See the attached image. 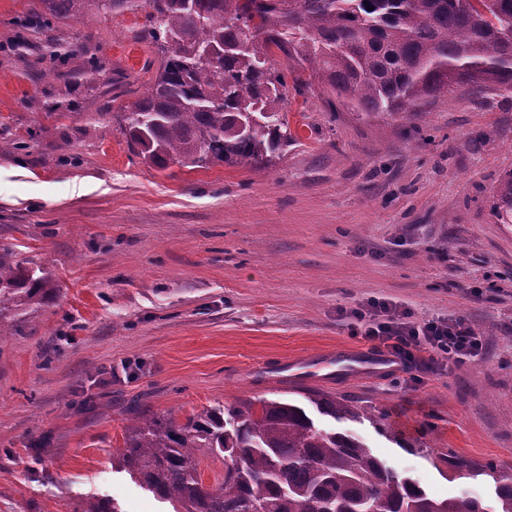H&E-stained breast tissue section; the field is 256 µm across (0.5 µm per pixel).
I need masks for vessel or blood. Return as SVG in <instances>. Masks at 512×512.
I'll use <instances>...</instances> for the list:
<instances>
[{
    "label": "vessel or blood",
    "mask_w": 512,
    "mask_h": 512,
    "mask_svg": "<svg viewBox=\"0 0 512 512\" xmlns=\"http://www.w3.org/2000/svg\"><path fill=\"white\" fill-rule=\"evenodd\" d=\"M394 368V363L388 358L367 362L356 351L330 348L315 360L299 356L288 358L284 363V381L294 386L316 388L334 384L337 374L340 373L358 380L371 378Z\"/></svg>",
    "instance_id": "b4317fda"
}]
</instances>
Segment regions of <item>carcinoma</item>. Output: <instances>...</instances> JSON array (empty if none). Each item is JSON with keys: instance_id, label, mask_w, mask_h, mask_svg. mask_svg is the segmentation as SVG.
<instances>
[{"instance_id": "carcinoma-1", "label": "carcinoma", "mask_w": 512, "mask_h": 512, "mask_svg": "<svg viewBox=\"0 0 512 512\" xmlns=\"http://www.w3.org/2000/svg\"><path fill=\"white\" fill-rule=\"evenodd\" d=\"M54 20L150 8L161 56L146 95L121 118L129 149L149 166L217 162L262 166L295 137L288 88L308 71L338 103L371 114L416 116L468 89L512 98V0H40ZM372 10H367V7ZM279 52L286 66H275ZM293 85H288V82ZM512 222V173L494 191ZM57 291L38 266L0 246V337L6 324L48 305ZM338 422L362 420L321 393L309 399ZM229 459L218 490L201 457ZM455 476L491 480L496 512H512V482L496 465L442 458ZM118 463L175 512H486L480 500L436 498L396 476L350 430L318 427L288 398L243 399L137 419Z\"/></svg>"}]
</instances>
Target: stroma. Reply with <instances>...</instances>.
Listing matches in <instances>:
<instances>
[{
	"label": "stroma",
	"instance_id": "obj_1",
	"mask_svg": "<svg viewBox=\"0 0 512 512\" xmlns=\"http://www.w3.org/2000/svg\"><path fill=\"white\" fill-rule=\"evenodd\" d=\"M39 10L0 0V245L58 290L0 338V512H173L118 464L130 419L271 396L291 355L369 353L338 311L372 300L414 322L465 315L486 351L330 395L400 477L494 512L492 486L437 455L512 477V224L492 211L512 99L468 91L411 121L331 107L315 82L290 93L295 140L271 165L160 170L118 130L158 66L145 11L27 25ZM55 52L67 61L49 77ZM91 57L108 73L93 90ZM58 102L68 116L46 119Z\"/></svg>",
	"mask_w": 512,
	"mask_h": 512
}]
</instances>
